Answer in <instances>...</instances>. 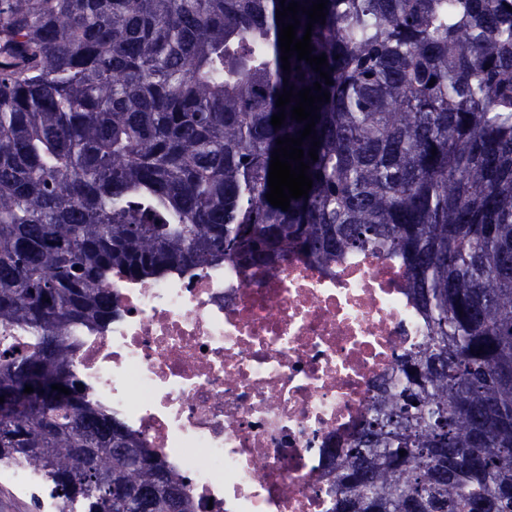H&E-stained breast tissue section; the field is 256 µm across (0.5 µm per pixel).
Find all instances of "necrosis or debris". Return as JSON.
<instances>
[{
    "mask_svg": "<svg viewBox=\"0 0 512 512\" xmlns=\"http://www.w3.org/2000/svg\"><path fill=\"white\" fill-rule=\"evenodd\" d=\"M110 287L74 371L186 477L195 512H333L339 449L428 332L399 261L370 251Z\"/></svg>",
    "mask_w": 512,
    "mask_h": 512,
    "instance_id": "1",
    "label": "necrosis or debris"
}]
</instances>
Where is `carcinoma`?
<instances>
[{
    "label": "carcinoma",
    "instance_id": "cac0c4a2",
    "mask_svg": "<svg viewBox=\"0 0 512 512\" xmlns=\"http://www.w3.org/2000/svg\"><path fill=\"white\" fill-rule=\"evenodd\" d=\"M279 8L0 0V464L75 512H194L76 388L112 275L371 250L429 333L339 452L334 512H512V0H329L311 45L331 85L295 54L283 71ZM285 78L330 99L283 211L271 154L305 127L292 102L271 125Z\"/></svg>",
    "mask_w": 512,
    "mask_h": 512
}]
</instances>
